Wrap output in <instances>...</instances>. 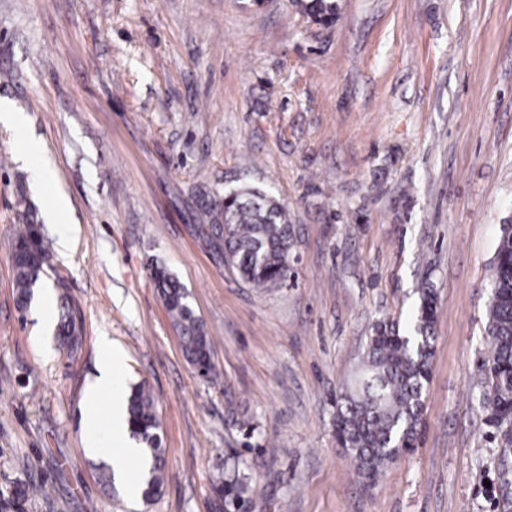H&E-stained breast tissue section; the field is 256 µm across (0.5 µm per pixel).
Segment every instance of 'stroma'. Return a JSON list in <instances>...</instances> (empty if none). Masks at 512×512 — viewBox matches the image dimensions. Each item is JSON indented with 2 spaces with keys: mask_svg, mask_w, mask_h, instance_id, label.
<instances>
[{
  "mask_svg": "<svg viewBox=\"0 0 512 512\" xmlns=\"http://www.w3.org/2000/svg\"><path fill=\"white\" fill-rule=\"evenodd\" d=\"M0 0V512H212L251 418L255 512H497L512 447L480 403L499 226L512 217V0ZM44 179L18 159L29 141ZM271 191L297 274L258 289L210 247L207 198ZM41 287L76 351L19 308L18 225L58 237ZM188 289L220 376L186 360L147 260ZM438 305L421 441L373 484L335 437L336 397L379 321ZM150 390L165 450L152 504L108 491L83 445L100 337ZM45 494L13 508L21 484ZM297 5L314 22L331 25L336 21L338 4L336 0H298ZM58 335L61 336L62 344L73 351L77 348L79 339L81 338V326L73 314V312L62 311L60 315V323L58 326Z\"/></svg>",
  "mask_w": 512,
  "mask_h": 512,
  "instance_id": "stroma-1",
  "label": "stroma"
}]
</instances>
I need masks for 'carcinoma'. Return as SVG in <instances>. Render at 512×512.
<instances>
[{"mask_svg": "<svg viewBox=\"0 0 512 512\" xmlns=\"http://www.w3.org/2000/svg\"><path fill=\"white\" fill-rule=\"evenodd\" d=\"M297 5L316 23L331 25L336 21V0H297ZM207 206L214 221L210 233L217 251L242 280L255 288H268L292 278L289 256L296 238L280 202L263 189L245 186L208 201ZM31 244L38 253L36 261L27 255ZM50 257V243L39 225H20L13 244L18 307L31 302ZM148 268L185 357L201 375L218 378L211 360L212 336L192 308L187 290L167 268L154 261L148 263ZM490 288L485 324L489 349L482 363V400L487 408L507 410L512 409V223L500 225ZM436 310L434 290L421 289L411 322L403 327L390 321L378 323L360 366L342 383L336 433L353 459L358 476L368 481L376 480L418 439L431 374ZM58 335L69 350L77 348L81 326L72 312L61 313ZM126 410L130 434L145 445L151 458L143 490L144 499L151 501L162 491L165 458L154 399L145 385L132 388ZM218 490L230 510L254 506L247 457L238 453L224 463Z\"/></svg>", "mask_w": 512, "mask_h": 512, "instance_id": "1", "label": "carcinoma"}]
</instances>
